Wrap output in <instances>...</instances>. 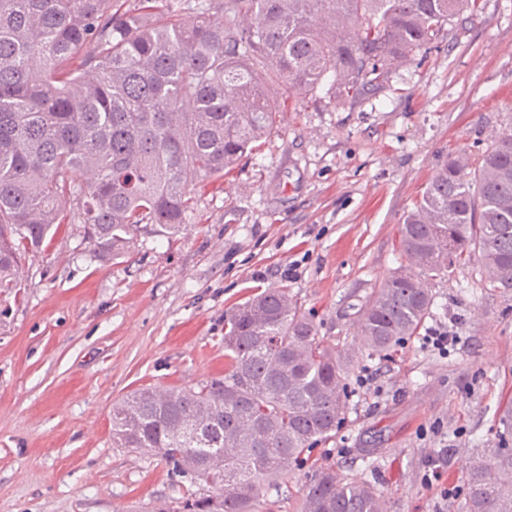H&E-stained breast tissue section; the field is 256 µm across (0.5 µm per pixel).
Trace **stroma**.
Wrapping results in <instances>:
<instances>
[{
  "label": "stroma",
  "mask_w": 512,
  "mask_h": 512,
  "mask_svg": "<svg viewBox=\"0 0 512 512\" xmlns=\"http://www.w3.org/2000/svg\"><path fill=\"white\" fill-rule=\"evenodd\" d=\"M271 92L285 105L272 134L231 175L191 185L177 238L142 231L102 258L65 224L0 296V512L174 504L183 490L163 461L113 444L112 406L223 374L225 312L274 286L345 354L351 393L271 512H295L316 464L376 486L390 512H461L512 400V290L487 288L474 261L433 281L424 328L456 336L444 353L416 335L368 356L360 315L402 263L398 227L435 170L512 134V0L445 25L374 95ZM441 455L448 498L426 484Z\"/></svg>",
  "instance_id": "stroma-1"
}]
</instances>
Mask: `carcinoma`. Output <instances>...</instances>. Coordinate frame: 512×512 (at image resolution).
<instances>
[{
	"mask_svg": "<svg viewBox=\"0 0 512 512\" xmlns=\"http://www.w3.org/2000/svg\"><path fill=\"white\" fill-rule=\"evenodd\" d=\"M467 10L480 0H0V291L59 230L62 199L75 198L70 223L103 256L141 231L177 235L189 185L228 176L271 134L270 84L312 92L332 68L335 93L358 98ZM470 166L465 180L448 156L400 225L412 267L361 314L369 354L416 335L427 283L461 264L512 289V135ZM347 395L345 356L272 287L226 313L224 375L197 391L131 392L112 407V438L189 482L177 512H269L284 471L336 436ZM511 437L512 402L500 447L472 465L464 512H512ZM298 512L389 510L329 465L310 474Z\"/></svg>",
	"mask_w": 512,
	"mask_h": 512,
	"instance_id": "1",
	"label": "carcinoma"
}]
</instances>
